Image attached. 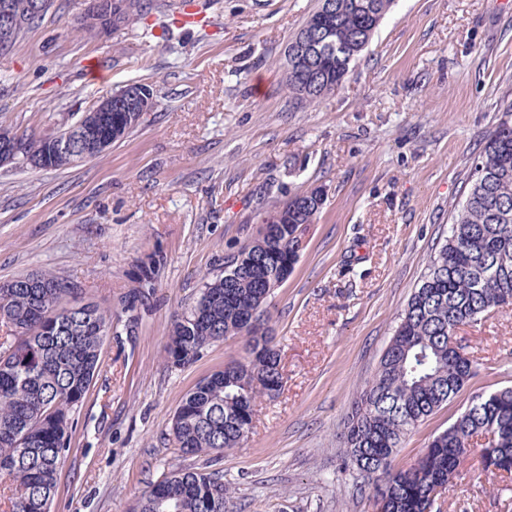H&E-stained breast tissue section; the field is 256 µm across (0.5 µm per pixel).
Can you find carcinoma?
<instances>
[{
	"mask_svg": "<svg viewBox=\"0 0 512 512\" xmlns=\"http://www.w3.org/2000/svg\"><path fill=\"white\" fill-rule=\"evenodd\" d=\"M19 15L0 52L12 50L41 16L31 0H11ZM393 0H318L296 38L316 35L319 52L286 58L289 93L315 102L335 91L368 45ZM508 118L489 137L481 160L452 215L448 237L411 294L373 381L361 392L346 436L347 464L373 479L385 512H433L436 488L448 472L478 451L482 469L512 473V387L477 395L417 459L394 464L403 438L456 396L475 374L473 361L451 339L460 326L512 304V102ZM143 113L112 107V143L124 139ZM30 162L43 169L75 164L54 141L0 129V164ZM324 205L315 188L294 196L262 219V231L224 257V272L206 279L199 299L172 326L167 359L195 360L202 347L246 337L245 356L199 380L186 393L171 435L183 455L239 448L250 425L243 419L261 396L280 392V355L268 332L255 336L251 320H268V300L298 257L296 231ZM75 291L49 272L0 282V480L7 512H50L72 432L71 413L101 367L112 312L67 302ZM228 490L216 470L176 468L148 487L131 512H225Z\"/></svg>",
	"mask_w": 512,
	"mask_h": 512,
	"instance_id": "carcinoma-1",
	"label": "carcinoma"
}]
</instances>
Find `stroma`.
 Returning <instances> with one entry per match:
<instances>
[{"label":"stroma","mask_w":512,"mask_h":512,"mask_svg":"<svg viewBox=\"0 0 512 512\" xmlns=\"http://www.w3.org/2000/svg\"><path fill=\"white\" fill-rule=\"evenodd\" d=\"M88 34V0H53L0 53V128L57 134L122 86L154 90L142 123L103 155L61 169L0 167V281L44 270L71 303L111 310L101 368L72 413L51 512H129L177 467L220 470L226 512H372L368 479L344 466V433L486 140L512 101V0H395L334 93L286 87L289 43L317 0H180ZM99 58L103 80L81 61ZM323 188L298 262L269 300L283 386L258 398L240 448L181 456L172 418L203 377L245 355L235 338L167 361L169 331L225 253L265 211ZM149 295L124 309L152 255ZM476 374L406 435L413 461L471 398L512 387V307L455 335ZM439 512H512V474L459 469Z\"/></svg>","instance_id":"stroma-1"}]
</instances>
